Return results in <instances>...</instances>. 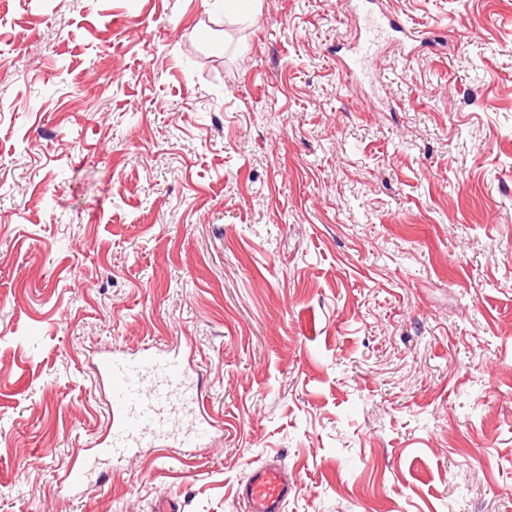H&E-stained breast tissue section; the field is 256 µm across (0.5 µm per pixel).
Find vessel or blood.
<instances>
[{"instance_id": "vessel-or-blood-1", "label": "vessel or blood", "mask_w": 512, "mask_h": 512, "mask_svg": "<svg viewBox=\"0 0 512 512\" xmlns=\"http://www.w3.org/2000/svg\"><path fill=\"white\" fill-rule=\"evenodd\" d=\"M365 7L360 44L339 59L344 81L373 78L379 46L397 39L401 54L416 50L419 30L403 25L385 0H359ZM96 382L108 391L109 430L89 453L69 458L59 469L62 487L75 489L90 477H102L103 462L122 459L142 448H192L205 444L215 424L194 370L183 358L158 346L134 354L104 353L92 363ZM288 482L281 465L255 469L240 495L249 512H282Z\"/></svg>"}]
</instances>
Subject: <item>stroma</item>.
I'll return each instance as SVG.
<instances>
[{"label":"stroma","instance_id":"obj_1","mask_svg":"<svg viewBox=\"0 0 512 512\" xmlns=\"http://www.w3.org/2000/svg\"><path fill=\"white\" fill-rule=\"evenodd\" d=\"M0 0V512H512V0L378 91L348 0ZM189 345L218 421L105 481V351ZM288 491L282 466L265 464L252 472L239 495L247 501L249 512H282Z\"/></svg>","mask_w":512,"mask_h":512}]
</instances>
